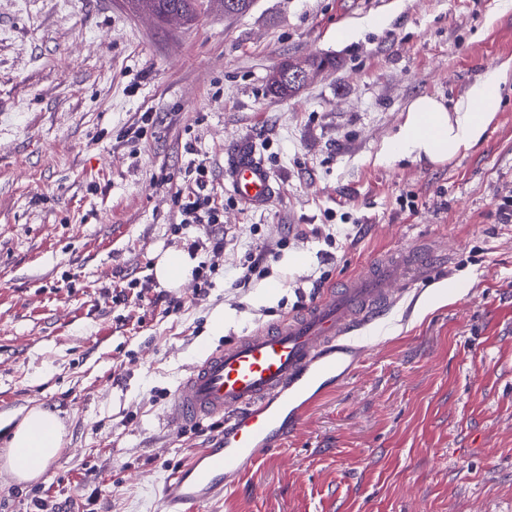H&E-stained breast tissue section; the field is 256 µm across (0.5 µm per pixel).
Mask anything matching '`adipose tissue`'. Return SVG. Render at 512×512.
<instances>
[{"label":"adipose tissue","instance_id":"adipose-tissue-1","mask_svg":"<svg viewBox=\"0 0 512 512\" xmlns=\"http://www.w3.org/2000/svg\"><path fill=\"white\" fill-rule=\"evenodd\" d=\"M500 82L498 72L487 74L451 107L432 96L415 98L388 145V156L441 164L471 150L484 139L500 108ZM195 266V258L187 251L170 249L158 258L154 266L155 277L162 285L176 288L188 282ZM62 439L63 427L57 416L41 407H33L15 429L5 463L13 466L18 449H31L29 463L15 468L14 474L20 482L36 479L59 455Z\"/></svg>","mask_w":512,"mask_h":512}]
</instances>
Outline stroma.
<instances>
[{"label":"stroma","mask_w":512,"mask_h":512,"mask_svg":"<svg viewBox=\"0 0 512 512\" xmlns=\"http://www.w3.org/2000/svg\"><path fill=\"white\" fill-rule=\"evenodd\" d=\"M345 28L346 39L336 37ZM329 57L295 97L268 91L284 59ZM505 69L485 139L443 164L385 150L408 104L452 105ZM157 113L152 134L123 131ZM241 141L272 172L261 210L224 179ZM206 160L224 251L200 282L153 303L156 255L184 248L172 196ZM512 0H210L189 25L127 0H0V457L26 412L64 426L29 483L0 464V512L41 496L93 512H162L166 478L222 430H171L200 347L296 312L420 241L446 269L410 288L345 355L288 434L203 512H512ZM269 271L237 286L248 254ZM125 271L152 289L112 303ZM223 330H216V318Z\"/></svg>","instance_id":"35a3bbf8"}]
</instances>
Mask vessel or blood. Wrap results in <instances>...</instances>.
I'll use <instances>...</instances> for the list:
<instances>
[{
  "label": "vessel or blood",
  "instance_id": "1",
  "mask_svg": "<svg viewBox=\"0 0 512 512\" xmlns=\"http://www.w3.org/2000/svg\"><path fill=\"white\" fill-rule=\"evenodd\" d=\"M224 178L243 203L262 208L275 193L265 164L239 142L225 149ZM445 250L427 243L387 254L343 288L320 289L300 311L204 347L172 396L167 417L181 427L223 417L217 446L198 453L163 485L164 512H202L259 459L274 455L325 377L335 376L340 342L378 321L401 285H414L444 268Z\"/></svg>",
  "mask_w": 512,
  "mask_h": 512
}]
</instances>
